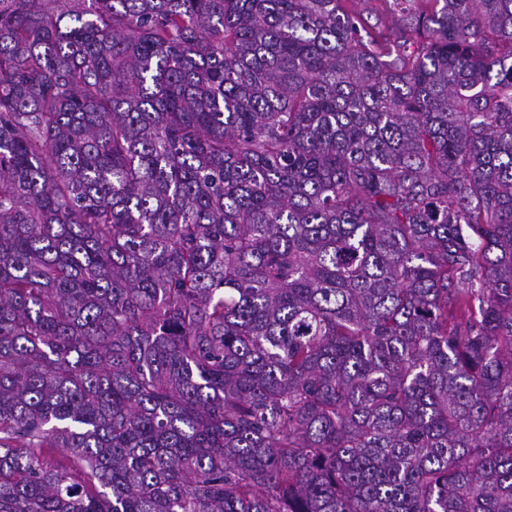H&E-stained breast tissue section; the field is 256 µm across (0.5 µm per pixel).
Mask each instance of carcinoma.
<instances>
[{
    "mask_svg": "<svg viewBox=\"0 0 512 512\" xmlns=\"http://www.w3.org/2000/svg\"><path fill=\"white\" fill-rule=\"evenodd\" d=\"M0 0V512H512V0Z\"/></svg>",
    "mask_w": 512,
    "mask_h": 512,
    "instance_id": "1",
    "label": "carcinoma"
}]
</instances>
